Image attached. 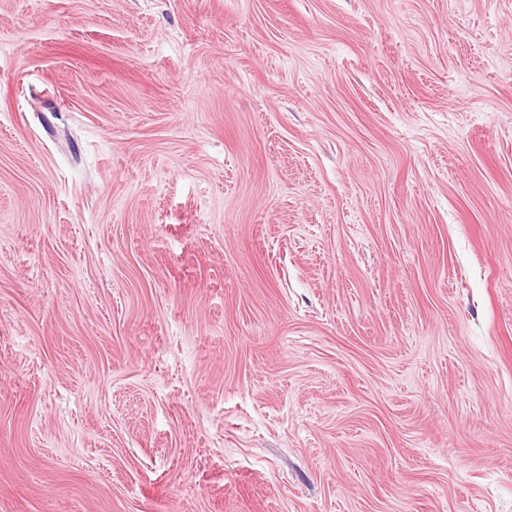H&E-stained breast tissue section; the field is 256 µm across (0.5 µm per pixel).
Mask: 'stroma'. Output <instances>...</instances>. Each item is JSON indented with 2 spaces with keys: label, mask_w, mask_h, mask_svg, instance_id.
Masks as SVG:
<instances>
[{
  "label": "stroma",
  "mask_w": 512,
  "mask_h": 512,
  "mask_svg": "<svg viewBox=\"0 0 512 512\" xmlns=\"http://www.w3.org/2000/svg\"><path fill=\"white\" fill-rule=\"evenodd\" d=\"M0 512H512V0H0Z\"/></svg>",
  "instance_id": "1"
}]
</instances>
